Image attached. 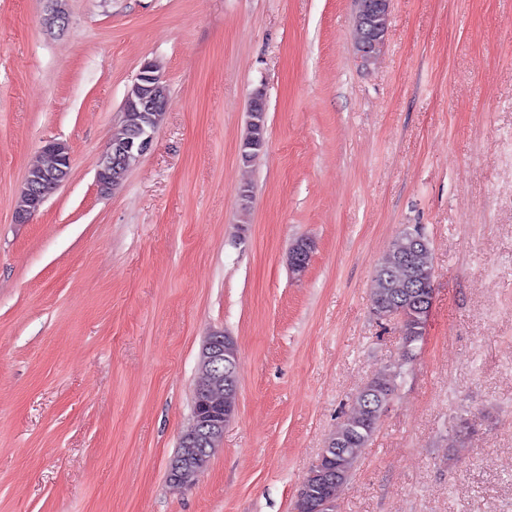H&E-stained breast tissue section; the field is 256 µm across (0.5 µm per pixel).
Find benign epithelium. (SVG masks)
<instances>
[{
  "label": "benign epithelium",
  "mask_w": 512,
  "mask_h": 512,
  "mask_svg": "<svg viewBox=\"0 0 512 512\" xmlns=\"http://www.w3.org/2000/svg\"><path fill=\"white\" fill-rule=\"evenodd\" d=\"M359 26H368L357 43L360 62H366L373 52L384 45L390 21V0H355ZM165 84L159 67L153 61L144 62L136 78L128 87L122 104V113L163 112L167 101L160 100L158 89ZM155 132L148 129L136 131L132 137L114 142L101 154L96 173L98 186L106 188L101 180L103 169L124 167L131 157L141 158L154 143ZM42 151L54 157L49 169L31 168L27 171L20 198L25 206L15 208V221L25 224L29 213L41 209L48 197L68 178L71 169L69 146L61 141L46 142ZM308 240L298 241L289 252V266L293 273H303L309 264ZM236 348L222 331H213L205 337L199 355V366L206 378L198 379L195 392L194 417L182 433L179 443L182 451L173 457L168 468V478L183 485L195 479L193 463L213 454L224 437V426L233 417L236 407ZM331 447L322 449L312 465L311 478L329 481V470L324 466Z\"/></svg>",
  "instance_id": "obj_1"
}]
</instances>
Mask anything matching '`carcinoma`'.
Segmentation results:
<instances>
[{
    "mask_svg": "<svg viewBox=\"0 0 512 512\" xmlns=\"http://www.w3.org/2000/svg\"><path fill=\"white\" fill-rule=\"evenodd\" d=\"M418 229H407L380 259L374 274L372 307L399 320L403 341V357L408 361L422 341L427 315L411 306L416 293L430 295L434 291V267L430 245L416 240ZM402 366L397 365L365 385L356 396L352 414L336 427L328 442L340 448L334 456L336 478L328 485L313 488L312 498L321 504L334 502L337 489L349 480L364 450L371 446L380 415L395 394Z\"/></svg>",
    "mask_w": 512,
    "mask_h": 512,
    "instance_id": "1",
    "label": "carcinoma"
}]
</instances>
